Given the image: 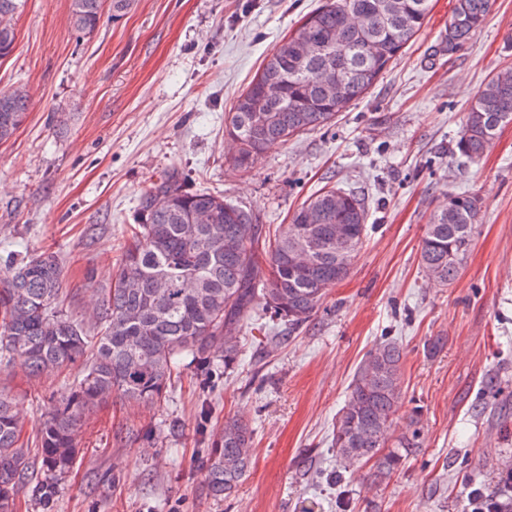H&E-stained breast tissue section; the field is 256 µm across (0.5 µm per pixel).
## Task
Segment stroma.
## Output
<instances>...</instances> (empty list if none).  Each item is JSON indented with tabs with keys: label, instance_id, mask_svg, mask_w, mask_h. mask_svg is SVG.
Here are the masks:
<instances>
[{
	"label": "stroma",
	"instance_id": "obj_1",
	"mask_svg": "<svg viewBox=\"0 0 512 512\" xmlns=\"http://www.w3.org/2000/svg\"><path fill=\"white\" fill-rule=\"evenodd\" d=\"M323 0H135L90 34L69 23V0H24L0 89L25 87L27 118L0 143V265L41 251L62 264L59 304L87 319L118 267L138 201L176 167L191 189L251 208L267 233L323 186L364 197L370 230L327 309L276 352L241 337L201 415L195 369L160 403L118 400L77 431L80 455L43 503L30 489L15 512H466L464 475L493 489L512 467V124L475 161L456 148L471 101L512 67V0H495L482 28L452 54L438 50L455 0H434L422 30L361 100L334 122L229 161L224 114L277 41ZM480 198L460 276L426 284L424 228L449 196ZM444 339L427 355L424 342ZM404 349L405 397L419 408L421 446L389 480L369 466L336 482V414L366 352L383 338ZM77 368L31 377L0 366V390L23 417L20 443L37 457L50 397ZM499 386L489 392L488 378ZM249 420L255 459L235 496L203 489L200 448L228 416Z\"/></svg>",
	"mask_w": 512,
	"mask_h": 512
}]
</instances>
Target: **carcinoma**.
I'll list each match as a JSON object with an SVG mask.
<instances>
[{
	"label": "carcinoma",
	"mask_w": 512,
	"mask_h": 512,
	"mask_svg": "<svg viewBox=\"0 0 512 512\" xmlns=\"http://www.w3.org/2000/svg\"><path fill=\"white\" fill-rule=\"evenodd\" d=\"M433 0H325L273 49L253 80L225 113L224 137L237 144L232 165L246 172L253 156L330 124L361 99L421 31ZM493 0H455L443 51L453 53L484 23ZM134 0H70L69 21L90 34L104 14L122 19ZM21 0H0V59L14 50V15ZM275 74L283 94L262 98L260 87ZM336 85L326 100L320 87ZM31 105L23 87L0 92V142L23 124ZM512 124V72H500L479 90L457 141L459 153L480 158L500 130ZM479 200L448 197L425 227L420 245L424 277L446 286L460 275L471 250ZM319 220L307 223L308 213ZM363 198L331 187L304 201L278 236L263 237L256 216L221 195L192 191L173 168L139 197L137 223L126 229L119 268L94 313L91 336L84 320L57 310L61 288L58 255L45 251L0 266V364L24 358L29 374H54L77 362L83 374L51 400L41 429V483L47 497L68 473L78 448L72 433L97 406L114 398L155 404L168 381L197 367L202 388L217 366L238 357L240 332L249 321L282 324L288 333L324 308L327 292L351 273L368 235ZM348 260L339 258L344 243ZM306 251L309 263L293 253ZM403 348L385 339L355 371L336 415L332 447L343 469L374 462L383 482L419 447L420 410L397 431L403 401ZM22 421L13 398L0 391V512H13L19 486L34 462L18 446ZM255 430L244 419L224 418L222 435L201 450L204 487L214 500L231 497L249 474Z\"/></svg>",
	"instance_id": "obj_1"
}]
</instances>
